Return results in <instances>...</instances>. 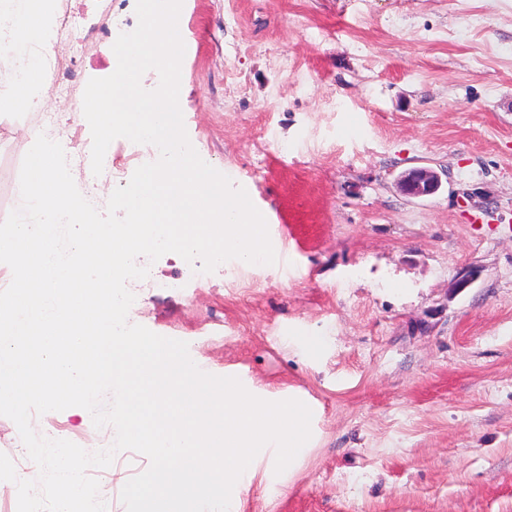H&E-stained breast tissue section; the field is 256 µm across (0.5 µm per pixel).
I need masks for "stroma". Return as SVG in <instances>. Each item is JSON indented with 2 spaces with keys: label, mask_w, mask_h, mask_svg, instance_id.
Listing matches in <instances>:
<instances>
[{
  "label": "stroma",
  "mask_w": 512,
  "mask_h": 512,
  "mask_svg": "<svg viewBox=\"0 0 512 512\" xmlns=\"http://www.w3.org/2000/svg\"><path fill=\"white\" fill-rule=\"evenodd\" d=\"M180 20L188 137L279 258L198 288L165 254L150 272L172 289L128 320L311 409L287 469L265 454L234 487L239 512H512V0H183ZM113 44L74 61L76 95L111 75ZM24 121L0 112V221ZM421 164L443 186L406 197L396 178ZM55 419L62 439L114 441L83 408ZM149 464L115 455L107 512Z\"/></svg>",
  "instance_id": "35a3bbf8"
}]
</instances>
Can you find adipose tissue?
Masks as SVG:
<instances>
[{"instance_id":"obj_1","label":"adipose tissue","mask_w":512,"mask_h":512,"mask_svg":"<svg viewBox=\"0 0 512 512\" xmlns=\"http://www.w3.org/2000/svg\"><path fill=\"white\" fill-rule=\"evenodd\" d=\"M52 0H9L0 9V28L11 38L17 74L7 97H0V110L25 112L35 107V99L44 91L46 53H34L30 44H48L52 32Z\"/></svg>"}]
</instances>
